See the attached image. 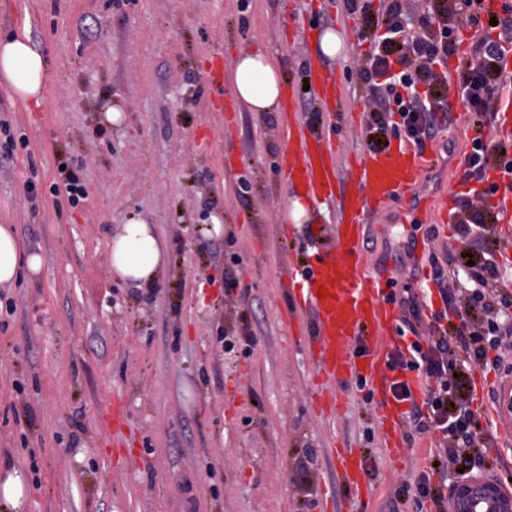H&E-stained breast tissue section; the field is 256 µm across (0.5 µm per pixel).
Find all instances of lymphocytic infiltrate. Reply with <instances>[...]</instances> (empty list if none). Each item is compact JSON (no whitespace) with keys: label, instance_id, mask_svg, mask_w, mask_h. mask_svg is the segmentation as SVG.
Masks as SVG:
<instances>
[{"label":"lymphocytic infiltrate","instance_id":"lymphocytic-infiltrate-1","mask_svg":"<svg viewBox=\"0 0 512 512\" xmlns=\"http://www.w3.org/2000/svg\"><path fill=\"white\" fill-rule=\"evenodd\" d=\"M473 4L426 0L418 13L404 0H384L377 12L370 0H349L348 7L364 14L373 31L359 71L371 103L366 127L376 136L370 149H386L394 137L425 146L455 124L449 100L456 97L467 108L473 132L464 177L480 182L491 168L512 172V151L485 140L500 92L511 81L500 59L504 45L512 44V7L497 18L494 31L479 36L472 58L451 77L443 67L457 51L452 18ZM496 219L483 192L474 189L462 196L454 222L457 245L443 247L442 260L430 262L442 309L426 321L417 293L398 302L402 327L413 340L406 349L390 352L388 366L416 373L426 387L419 403L404 381H393L391 391L398 402L408 403L406 422L415 433L441 434L432 453L436 476L423 472L403 485L418 502L441 505L449 476L469 475L486 465L490 435L471 407V375L479 368H500L512 356V293L506 289L500 248L486 243L487 227Z\"/></svg>","mask_w":512,"mask_h":512}]
</instances>
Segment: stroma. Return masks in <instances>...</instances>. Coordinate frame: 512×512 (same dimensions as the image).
Returning a JSON list of instances; mask_svg holds the SVG:
<instances>
[{"instance_id": "stroma-1", "label": "stroma", "mask_w": 512, "mask_h": 512, "mask_svg": "<svg viewBox=\"0 0 512 512\" xmlns=\"http://www.w3.org/2000/svg\"><path fill=\"white\" fill-rule=\"evenodd\" d=\"M306 18L316 30L304 36ZM361 25L346 0H0V38L27 30L47 57L41 104L0 82V119L29 141L0 150V224L43 259L0 290V473L21 476V512H435L399 493L430 469L427 436L403 428L392 458L375 403L320 373L311 316L286 288L305 245L330 240L339 202L283 223L281 132L296 118L334 125L332 164L346 181L366 148L348 98L369 48ZM328 28L346 57L321 53ZM245 50L278 60L296 112H252L229 93L215 112L210 60ZM312 69L344 99L305 89ZM112 108L119 124L105 119ZM468 136L461 121L441 132L411 199L372 219V274L409 286L422 261L397 243L415 201L443 193ZM62 164L86 187L78 207L52 190ZM130 214L169 247L146 291L108 272L109 230ZM215 216L223 231L203 234ZM247 332L249 354H225V337ZM336 448L366 457L369 500L334 485Z\"/></svg>"}]
</instances>
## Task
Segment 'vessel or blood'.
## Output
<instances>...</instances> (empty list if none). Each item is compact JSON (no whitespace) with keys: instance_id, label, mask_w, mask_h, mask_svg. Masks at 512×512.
Segmentation results:
<instances>
[{"instance_id":"b4317fda","label":"vessel or blood","mask_w":512,"mask_h":512,"mask_svg":"<svg viewBox=\"0 0 512 512\" xmlns=\"http://www.w3.org/2000/svg\"><path fill=\"white\" fill-rule=\"evenodd\" d=\"M430 162L426 151L407 143L365 151L352 158L355 181L341 194L322 136L305 126L287 136L281 160L287 192L303 186L313 196L340 200L333 242L315 248L291 277L301 305L313 316L311 343L317 365L336 380L366 381L381 408L379 421L386 445L397 456L403 452L401 427L406 412L391 392L393 378L385 346L398 341L400 317L388 299L387 278L367 272L363 241L370 217L410 193ZM483 190L500 222H512V173L490 171ZM476 392L489 398L485 421L496 422L502 433L512 432V377L503 376L492 384L477 382ZM333 460L338 478L355 497H364L368 485L362 457L343 448L334 453ZM481 484L494 486L496 495L489 500L473 499L468 512H512V486L495 470L463 478L461 486Z\"/></svg>"}]
</instances>
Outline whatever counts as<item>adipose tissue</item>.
I'll use <instances>...</instances> for the list:
<instances>
[{"instance_id":"1","label":"adipose tissue","mask_w":512,"mask_h":512,"mask_svg":"<svg viewBox=\"0 0 512 512\" xmlns=\"http://www.w3.org/2000/svg\"><path fill=\"white\" fill-rule=\"evenodd\" d=\"M0 78L21 101L41 103L46 61L27 33L0 40ZM228 81L236 99L251 111L270 112L278 108L281 73L269 55L242 52L230 68ZM108 256L113 277L128 287L143 290L152 287L164 273L168 251L151 224L132 216L111 231ZM41 266L40 255L23 251L13 226L0 224V286L12 287L22 273H38Z\"/></svg>"}]
</instances>
